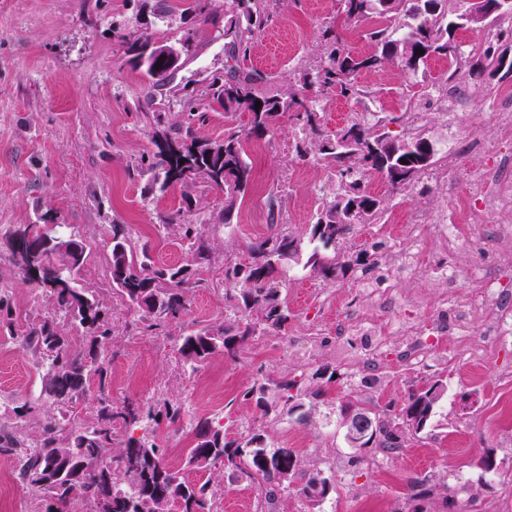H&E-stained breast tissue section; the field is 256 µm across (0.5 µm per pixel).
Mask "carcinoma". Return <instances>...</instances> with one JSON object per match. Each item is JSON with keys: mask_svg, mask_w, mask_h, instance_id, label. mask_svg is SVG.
Returning <instances> with one entry per match:
<instances>
[{"mask_svg": "<svg viewBox=\"0 0 512 512\" xmlns=\"http://www.w3.org/2000/svg\"><path fill=\"white\" fill-rule=\"evenodd\" d=\"M270 0H192L185 12L193 18L209 19L224 13V35L231 37V54L235 61H245L250 52L255 30L263 28L270 16ZM500 7L492 37H501L498 26L512 17V0H485ZM346 18L360 19L377 15L386 25L367 33L373 53L352 56L345 51L342 33L337 28L322 32L324 60L302 77V84L283 96L265 97L255 92V84L263 79L258 73L233 67L227 78H214L207 95L224 105V111H247L250 128L244 133L235 128L224 130V139L202 141L193 134L194 123L204 119L196 100L187 96L180 101L183 117L171 124L163 112H145L144 118L154 128L155 136L165 140L169 148L156 145L153 155L142 158L132 174L147 178L162 193L171 186L201 178L224 190L229 202L246 194L251 168L244 149L246 138L269 133L274 121L289 113L302 128L317 140L297 148L299 157L331 160L330 200L317 211L308 227L307 241L288 234H276L249 249L251 261L225 267V321L222 328H202L179 338V353L190 370L211 355L222 352L235 361L243 345L256 336L285 329L290 315L274 273L294 263L318 270L331 279L344 276L355 266L373 267L372 250L364 249L347 256L339 246L358 224H369L380 216L381 201L366 190L363 176L370 172L387 177L389 153L399 149L389 139L385 127L388 119L363 117L346 125L352 136L341 132L325 137L321 130L319 96L334 93L357 99L363 92L351 82L350 75L360 69L376 68L383 61L396 59L408 74L416 77L420 65L432 56H443L455 62L463 60L465 51L456 40V32L469 26L463 11H448V0H340ZM193 34L186 29L173 39H158L150 32L131 28L117 35L133 65L140 69L154 87H164L174 77L167 61L154 55V45L185 49L184 57L195 52L187 45ZM424 53L419 54L417 50ZM261 108L255 109L256 102ZM405 143L413 153L436 154L434 145L424 135L410 136ZM59 225L46 221L26 224L12 233L8 260L28 282L43 288L51 303V313L27 324L21 343L39 359L45 382V395L55 406L58 416L38 423L31 436L9 431L0 432V453L15 457L23 482L33 487L45 504L44 512H211L217 489L210 481L193 483L181 470L165 464L162 449L156 443L161 425L178 426L185 409L180 404L165 403L159 409L140 399H126L120 406L101 397L93 418L73 417V409L85 396L86 388L95 382L100 393L109 387L106 361L112 344V325L102 300L96 292L79 285L78 276L88 261L89 251L83 242L59 235ZM185 238L195 247L192 265L158 266L138 249L126 224H111L106 229L110 239V260L106 282L112 291L140 312L137 329L152 330L181 319L187 310L185 291L195 284L197 271L210 264L211 251L197 225L183 224ZM24 250L25 265L16 261V252ZM69 322L80 329L86 343L80 348L62 335L61 324ZM448 391L441 380L425 382L408 390L402 404L405 416L397 411L380 410L371 400L351 393L340 403V426L347 428L349 410L360 411L369 427L364 441L355 446L344 434L347 447L355 458L374 448L380 452L398 453L405 448L406 434L427 430L436 407ZM320 391L309 392L296 376L284 374L276 380L258 379L245 397L256 400L267 416L279 413L304 415L306 400L318 398ZM122 428L143 430L140 437H118L114 421ZM194 447L187 450L185 466L209 470L222 465L242 478L261 480L265 489L260 512L276 510L277 493L293 486L296 496L312 504L310 491L329 478L318 467L299 468L289 448H271L263 434L244 430L230 439L224 425L214 417L191 421ZM108 458L105 468L99 460ZM283 472L290 481L280 480ZM436 497L434 486L426 479L411 482L406 491V512H428L425 505Z\"/></svg>", "mask_w": 512, "mask_h": 512, "instance_id": "1", "label": "carcinoma"}]
</instances>
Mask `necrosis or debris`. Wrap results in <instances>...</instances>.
Masks as SVG:
<instances>
[{"label": "necrosis or debris", "mask_w": 512, "mask_h": 512, "mask_svg": "<svg viewBox=\"0 0 512 512\" xmlns=\"http://www.w3.org/2000/svg\"><path fill=\"white\" fill-rule=\"evenodd\" d=\"M384 237L394 241L391 249V263L398 272H406L419 266L424 259L423 246L427 239L436 238L443 242L449 252L464 253L470 243V236L457 215L452 212L442 214L434 223H421L416 214H409L399 227L381 225ZM487 239L498 243L500 273H487L477 264L469 263L458 267L448 265L437 269L436 278L451 287L448 298L432 310L425 313L423 319L396 314V300L391 292L390 283L381 287H368L367 276H360V283L366 284L368 310L344 316L336 329L338 332L358 333L366 331L374 338L373 351L368 360L374 367H381L390 337H399L406 344L403 352L404 361L420 369L432 363L452 364L456 360L477 367L486 358V348L470 345L471 325L480 322L490 344L500 345L512 341V288L504 284L502 270L512 271V225L490 224L486 230ZM467 278L474 287L469 295L459 296L454 288L459 278ZM429 332L436 340L446 337H458L466 343L467 348L462 358L448 354L435 357L427 343L421 341L422 332Z\"/></svg>", "instance_id": "necrosis-or-debris-1"}]
</instances>
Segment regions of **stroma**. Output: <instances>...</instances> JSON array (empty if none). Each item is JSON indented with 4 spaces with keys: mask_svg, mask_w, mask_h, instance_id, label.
I'll list each match as a JSON object with an SVG mask.
<instances>
[{
    "mask_svg": "<svg viewBox=\"0 0 512 512\" xmlns=\"http://www.w3.org/2000/svg\"><path fill=\"white\" fill-rule=\"evenodd\" d=\"M273 20L253 38L247 67L262 76L256 88L273 96L285 93L291 82L323 57L321 32L341 21L339 0H273ZM137 0H0V282L9 287L11 320L0 326V425H17L12 407L42 399L39 363L15 334L48 312L50 303L35 284L14 273L8 262L11 235L23 224L47 219L69 225L90 249L80 273L84 286L104 294L112 322V361L108 366L109 395L114 404L125 399L170 401L183 405L192 416L222 418L230 436L244 427L258 428L268 445L292 449L303 466L332 468L336 474V512H402L409 480L428 477L442 486L456 469L466 477V488L451 508L434 504L430 512H468L469 498L484 503L486 512H500L512 503V422L501 417L503 397L512 396V380L501 371L512 366V344L494 347L481 369L480 380L467 367L433 366L415 371L398 357L399 345L390 342L382 371L386 381L374 400L379 406H399L412 384L443 379L448 392L439 402L433 423L411 438L404 451L390 459L387 472L377 471L372 460L353 461L339 426L338 406L347 391L344 378L333 377L344 363L359 362L362 341L330 330L338 314L363 309L356 271L339 279L306 271L289 278L283 294L291 312L285 330L249 342L239 360L215 354L196 372L183 366L178 353L181 334L224 324V264L248 262L250 244L277 233L302 239L319 205L325 201L331 169L325 161H299L293 151L303 132L296 121L281 116L270 135L252 140L250 188L235 204H227L222 190L196 181L154 192L147 179L131 177L142 156L153 153L154 130L141 113H166L180 119L179 101L194 94L204 114L196 124L201 140L223 138L233 126L248 129L250 115L228 112L207 95L213 76H225L234 61L223 19L199 20L193 25L196 46L174 80L154 91L142 71L136 70L113 37L115 25L137 24ZM342 22V21H341ZM423 72L439 84L454 82L470 98L465 108L468 135L479 150L454 152L448 148V125L431 99L421 96L420 85L403 72L397 60L352 74L365 91L359 100L328 96L319 102L322 129L335 134L353 112L382 111L397 115L389 125L392 137L406 135L402 113L427 114L424 135L437 150V162L426 178L392 191L378 180L383 200L380 222L400 221L416 212L433 223L444 210L466 204L472 183L483 180L496 160L512 155V140L494 134L493 108L512 99V74L485 69L469 73L468 62L450 68L447 58H429ZM175 214L179 224L163 225ZM200 225L211 247V263L198 270L195 288L189 289V311L160 333L131 331L135 310L119 295L109 293L104 267L110 249L105 229L126 224L138 244L147 245L160 265H185L194 249L179 233L180 224ZM425 264L410 280L395 282L400 304L416 301L432 307L446 287L429 274L430 266L454 262L443 243L428 240ZM325 377H316L317 369ZM300 374L308 389L323 395L305 420L264 416L245 394L258 377L280 378ZM472 398L470 409L459 399ZM492 456L493 471L479 461ZM12 458L0 454V472L9 475L0 484V512H43L36 491L14 477ZM217 486L212 512H260L262 491L247 479L228 480L222 468L209 474Z\"/></svg>",
    "mask_w": 512,
    "mask_h": 512,
    "instance_id": "obj_1",
    "label": "stroma"
}]
</instances>
